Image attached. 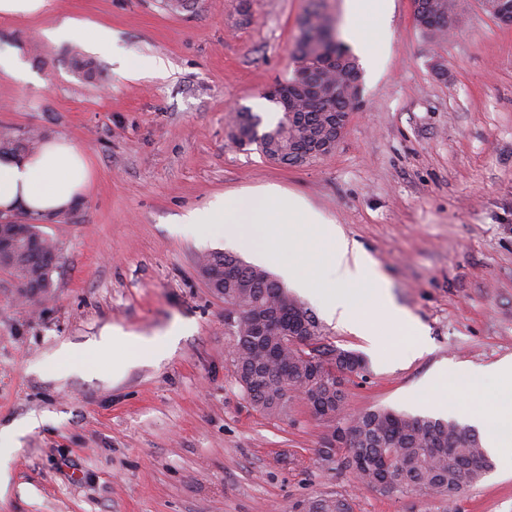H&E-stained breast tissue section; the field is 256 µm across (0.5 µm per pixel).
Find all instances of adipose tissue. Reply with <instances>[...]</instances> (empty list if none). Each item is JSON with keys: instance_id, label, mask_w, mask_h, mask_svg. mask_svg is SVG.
Wrapping results in <instances>:
<instances>
[{"instance_id": "1", "label": "adipose tissue", "mask_w": 512, "mask_h": 512, "mask_svg": "<svg viewBox=\"0 0 512 512\" xmlns=\"http://www.w3.org/2000/svg\"><path fill=\"white\" fill-rule=\"evenodd\" d=\"M390 0H346V36L369 70L381 64L383 41L389 34ZM84 154L64 136L50 137L23 156L0 157V214L22 211L51 220L75 207L90 182ZM200 236H221L276 265L301 288L318 297L330 319L370 344L378 339L365 320L375 311L393 322L408 321L389 291L377 262L345 236L334 220L303 197L274 190L222 195L182 218ZM303 235H296L297 225ZM332 278H325V269ZM492 453L512 455V405L470 414Z\"/></svg>"}]
</instances>
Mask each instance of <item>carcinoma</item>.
<instances>
[{
    "label": "carcinoma",
    "instance_id": "1",
    "mask_svg": "<svg viewBox=\"0 0 512 512\" xmlns=\"http://www.w3.org/2000/svg\"><path fill=\"white\" fill-rule=\"evenodd\" d=\"M457 0H430L428 12L416 20L426 32L444 36L445 17L452 14ZM336 56V67L320 73V78L339 90L328 109L347 112L360 92L362 73L357 57L341 40L328 17L314 10L302 19L300 35L293 52L294 71L314 68L330 55ZM71 67L87 80L97 76L93 60L74 49ZM308 103L296 100L292 111L282 113L276 123L262 126V117L248 108L235 113L233 126L238 132L239 147L256 145L267 154L272 145L281 160L286 161L311 145L327 121L326 111L310 112ZM38 137L0 135V156L20 155L36 148ZM25 238H42L43 250L37 255L18 254L5 262L4 271L18 284L51 279L49 261L58 258L54 240L43 235L35 224L15 225ZM202 276L224 288V303L240 309L233 334L231 361L237 379L254 408L269 417L280 416L294 399L296 391L305 387L307 393L318 391L321 406L315 415L336 421L349 434V439L336 449L346 452V465L358 481L368 487L380 485L399 493L431 492L450 500L462 488L480 480L492 463L476 430L454 419L413 415L384 408L350 415L345 413L346 394L324 388L311 375V368L326 374L331 369L326 359L333 349L320 343V332L314 317L270 272L246 264L235 255L210 252L199 260ZM276 315V327L301 320L311 328L308 350L279 337L270 329L264 336L256 335L250 313L256 306ZM289 512H351V505L341 495L315 497L292 503Z\"/></svg>",
    "mask_w": 512,
    "mask_h": 512
}]
</instances>
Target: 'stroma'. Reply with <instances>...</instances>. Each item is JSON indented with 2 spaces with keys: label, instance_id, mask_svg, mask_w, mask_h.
Masks as SVG:
<instances>
[{
  "label": "stroma",
  "instance_id": "obj_1",
  "mask_svg": "<svg viewBox=\"0 0 512 512\" xmlns=\"http://www.w3.org/2000/svg\"><path fill=\"white\" fill-rule=\"evenodd\" d=\"M312 0H54L47 14L0 21V51L31 78L0 73V134H60L84 151L93 180L69 213L40 221L58 245L52 294L31 306L0 272V428L42 424L7 463L0 512H288L341 494L352 512H512V465L499 461L455 502L359 487L326 457L331 421L292 400L282 416L254 408L232 365V328L198 257L234 252L177 224L216 195L277 186L307 199L379 264L408 325L372 314L382 362L301 295L324 345L361 356L345 382L347 411L387 407L454 418L497 404L488 376L434 378L512 356V27L481 0H461L442 39L393 0L379 73L335 151L306 166L268 160L228 136L233 109L254 108L292 72ZM73 19L114 32L123 54L165 60L132 80L93 54L91 82L67 51L83 34L45 41ZM185 330L174 342L164 334ZM158 340L149 357L123 348L113 374L98 345L108 328Z\"/></svg>",
  "mask_w": 512,
  "mask_h": 512
}]
</instances>
